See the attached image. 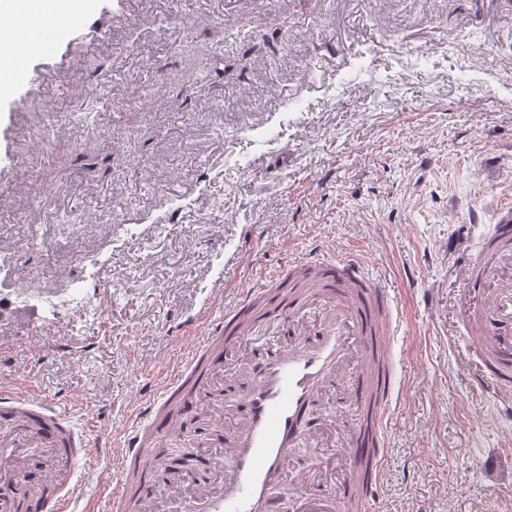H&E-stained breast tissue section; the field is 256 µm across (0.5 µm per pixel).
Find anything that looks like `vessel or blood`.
<instances>
[{
	"mask_svg": "<svg viewBox=\"0 0 512 512\" xmlns=\"http://www.w3.org/2000/svg\"><path fill=\"white\" fill-rule=\"evenodd\" d=\"M52 22L46 0H33L26 39L40 42ZM313 264L319 275L308 300L287 297L269 313L287 343L275 355L255 359L248 380L221 366L225 345L244 338L239 318L263 285L245 288L223 319L207 328L166 380L160 399L126 428L119 443L120 499L161 486L169 439L182 429L185 414L205 403L213 408L219 431L201 448L210 476L204 484L195 474L184 476L181 512H281L284 486L294 497V512H336L329 486L314 474L288 483V463L299 441L317 438L311 403L339 375L351 344L391 351L393 297L358 257L317 258ZM470 271L459 305L463 324L475 337L470 351L479 361L481 381L502 395V410L512 418V275L481 254L471 258ZM352 383L361 418L348 426L338 452L347 461L349 497L366 508L383 473L385 416L402 381L394 367L370 362ZM0 422L11 427L0 436V512H17L15 489L34 471L41 474V491L31 497L30 512H71L74 469L90 448L87 434L46 398L3 387Z\"/></svg>",
	"mask_w": 512,
	"mask_h": 512,
	"instance_id": "1",
	"label": "vessel or blood"
}]
</instances>
